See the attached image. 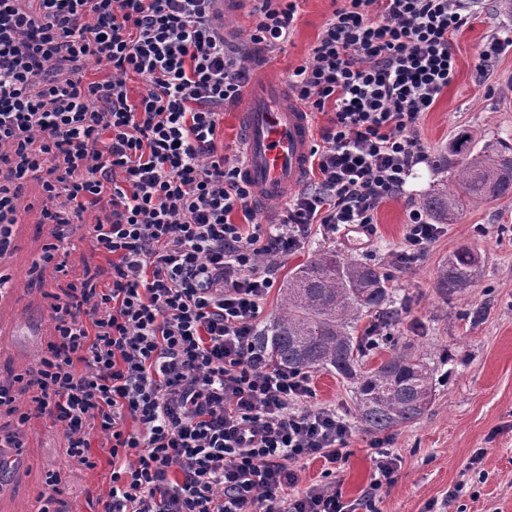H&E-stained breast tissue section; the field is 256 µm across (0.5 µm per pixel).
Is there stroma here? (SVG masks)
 Wrapping results in <instances>:
<instances>
[{
	"label": "stroma",
	"mask_w": 512,
	"mask_h": 512,
	"mask_svg": "<svg viewBox=\"0 0 512 512\" xmlns=\"http://www.w3.org/2000/svg\"><path fill=\"white\" fill-rule=\"evenodd\" d=\"M333 10L331 0H302L293 36L283 51L272 54L255 75L287 80L292 70L310 59L311 48ZM471 26L454 38L457 77L424 114L420 132L429 161L416 166L406 195L384 204L375 232L360 244L343 236L325 237L313 231L303 248L281 258L276 284L265 301V318L279 310L282 286L295 266L317 253L333 250L348 258H370L386 267L396 298H407L408 309L391 333L411 344L433 371V396L415 422L390 431V451L397 459L392 485L383 488L372 512H512V196L474 204L458 223L442 225L424 256L408 267L392 264V254L404 246L410 209L418 207L439 176L434 157L446 152L454 134L471 130L478 143L499 141L512 146V46L488 65L475 68V55L488 40L512 31V17L499 13L494 0H474ZM39 181L23 189L28 212L11 227L10 245L0 251V273L15 283L11 297L0 299V381L12 383L14 407L0 408V433L21 442L19 461L0 476V512H29L51 495L48 473H59L72 497L75 512H90L89 499L108 486V471L86 470L66 453V440L48 418L34 415L32 393L20 374L35 370L50 340L49 293L87 278L102 281L104 261L89 239L88 227L73 225L74 248L67 276L40 270L48 241L39 222L42 203ZM475 249L483 262L481 280L450 301L435 293L441 262L460 246ZM313 404L335 407L351 416L352 385L326 371L312 374ZM30 413L19 423L20 413ZM373 435L353 426L347 458L336 466V484L345 501L362 500L372 476L369 443ZM487 451L486 475L468 472L476 449Z\"/></svg>",
	"instance_id": "1"
}]
</instances>
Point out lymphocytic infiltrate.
<instances>
[{
    "mask_svg": "<svg viewBox=\"0 0 512 512\" xmlns=\"http://www.w3.org/2000/svg\"><path fill=\"white\" fill-rule=\"evenodd\" d=\"M299 2L256 0L241 48L220 0H0V247L37 179L43 266L67 274L72 224L90 225L107 263L106 284L51 294L54 338L29 381L70 457L92 471L107 453L101 512H355L335 482L297 488L301 461L346 459L349 421L309 405L311 375L269 363L254 336L279 260L312 228H373L405 195L472 12L340 0L288 76L293 99L328 118L313 177L266 221L239 149L217 140ZM438 232L411 210L393 263L419 260Z\"/></svg>",
    "mask_w": 512,
    "mask_h": 512,
    "instance_id": "lymphocytic-infiltrate-1",
    "label": "lymphocytic infiltrate"
}]
</instances>
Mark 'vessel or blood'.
Here are the masks:
<instances>
[{"label":"vessel or blood","mask_w":512,"mask_h":512,"mask_svg":"<svg viewBox=\"0 0 512 512\" xmlns=\"http://www.w3.org/2000/svg\"><path fill=\"white\" fill-rule=\"evenodd\" d=\"M240 122L241 171L257 199L277 201L298 188L307 176L313 132L307 112L285 85L267 77L254 80Z\"/></svg>","instance_id":"obj_1"}]
</instances>
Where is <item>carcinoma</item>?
I'll return each mask as SVG.
<instances>
[{"label":"carcinoma","mask_w":512,"mask_h":512,"mask_svg":"<svg viewBox=\"0 0 512 512\" xmlns=\"http://www.w3.org/2000/svg\"><path fill=\"white\" fill-rule=\"evenodd\" d=\"M449 153L456 157L455 186L439 180L420 204L431 223L455 224L471 202L512 195V147L489 141L478 148L472 133L462 129ZM481 268L473 249H457L438 269L437 295L453 299L475 284ZM387 281L376 263L322 253L291 272L282 307L255 336L256 345L283 368L325 370L349 381L356 393L355 418L377 434L417 420L433 394L430 368L406 346L393 349L378 367L362 369L366 352L351 333L353 324L372 313L386 326L401 319L403 307L396 305Z\"/></svg>","instance_id":"carcinoma-1"}]
</instances>
